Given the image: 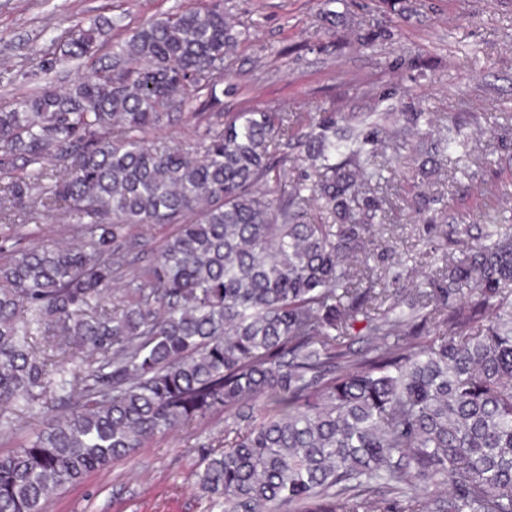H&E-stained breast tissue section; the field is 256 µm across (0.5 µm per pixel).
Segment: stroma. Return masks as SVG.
Returning <instances> with one entry per match:
<instances>
[{
  "mask_svg": "<svg viewBox=\"0 0 512 512\" xmlns=\"http://www.w3.org/2000/svg\"><path fill=\"white\" fill-rule=\"evenodd\" d=\"M205 0H0V70L33 62L51 38L105 17L113 38ZM247 31L224 62L221 109L277 112H472L481 123L512 113V0H224ZM467 175L438 178L449 220L483 224L497 201L512 206V151L495 150V172L453 154ZM412 170L390 174L388 222L407 267L433 264L438 231L412 213ZM223 414L156 436L130 458L53 494L46 512H211L198 495L199 445L222 433Z\"/></svg>",
  "mask_w": 512,
  "mask_h": 512,
  "instance_id": "obj_1",
  "label": "stroma"
}]
</instances>
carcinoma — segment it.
Masks as SVG:
<instances>
[{"instance_id": "carcinoma-1", "label": "carcinoma", "mask_w": 512, "mask_h": 512, "mask_svg": "<svg viewBox=\"0 0 512 512\" xmlns=\"http://www.w3.org/2000/svg\"><path fill=\"white\" fill-rule=\"evenodd\" d=\"M102 19L52 39L47 82L0 111V441L13 407L68 412L0 454V512L50 496L147 441L215 413L201 496L223 512H512V210L494 230L447 226L415 291L374 276L367 235L392 209L385 165L418 139L416 186L456 119L428 143L425 112L339 126L340 112H216L191 143L147 138L171 109L220 102L244 36L224 0L104 40ZM304 165L288 172V150ZM64 203L76 243L32 236ZM171 226L149 264L133 229ZM83 354L78 366L52 359Z\"/></svg>"}]
</instances>
